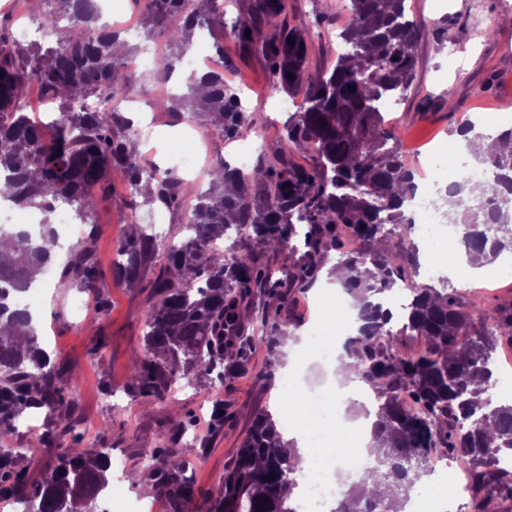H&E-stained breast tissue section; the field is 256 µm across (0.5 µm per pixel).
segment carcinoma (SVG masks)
<instances>
[{"mask_svg":"<svg viewBox=\"0 0 512 512\" xmlns=\"http://www.w3.org/2000/svg\"><path fill=\"white\" fill-rule=\"evenodd\" d=\"M54 2L72 7L58 13L68 24L52 47L17 45L0 26V176L12 184L9 199L18 206L49 213L58 201L75 205L76 218L89 230L68 250L59 287L94 295L104 310L108 301L94 256L97 225L91 216L110 197L112 171H121L151 203L178 210L185 202L179 178L159 177L143 162L130 120L110 105L112 96L131 86L112 48L119 32L101 23L96 0ZM350 5L351 19L340 33L347 51L314 79L306 76L309 26L288 21L286 0H248L247 16L233 22L240 44L259 46L275 88L302 96L304 108L288 117L271 155L251 173L238 172L217 154L214 171L220 177L190 206L180 238L159 240L141 229L120 239L115 281L132 287L155 274L145 355L132 359L128 393L162 400L179 380L212 374L223 380L244 367L240 315L256 290L276 302L260 324L269 351L277 353L287 339L282 310L335 252L337 265L347 272L341 287L364 321L345 346V368L373 388L380 417L373 438L385 452H375L333 512H400L398 498L376 494L369 485L392 482L409 494L428 474L427 459L437 448L471 460L472 512H489L494 500L512 504V473L503 474L496 465L499 455L512 452V401H492L488 364L499 346H512V304L487 309L460 300L453 290L415 280L409 283L413 298L406 324L393 331L390 314L373 302L378 289L417 265L404 210L415 195L416 174L403 162L380 102L398 101L409 89L419 31L406 0H350ZM146 12L150 27L169 47L167 70L179 61L194 30L224 26V0H146ZM201 78L209 85L206 95L196 97L191 85L186 96L168 100L167 108L188 110L223 138L259 126L261 119L245 114L237 91L224 85V73L209 70ZM33 80L59 104L56 134L49 140L22 105ZM91 98L99 106L87 111L83 104ZM496 142L497 149L481 158L496 171V181L473 184L461 177L445 189L461 200L460 212L449 221L462 225L465 254L486 263L512 256V190L502 191L512 184V127ZM301 152L314 153L316 166L295 164L294 155ZM242 228L248 233L236 234L229 249L214 246L228 230ZM346 233L361 249L340 250ZM298 237L302 247L290 246ZM2 239L12 248L0 250V441L15 432L29 409L66 413L74 406L67 373L40 347L33 319L11 305L13 293L34 284L33 272L51 262L56 233L47 220L35 237L0 225ZM259 249H290L295 259L275 273L259 262ZM369 266L380 276L368 278ZM477 319L488 328L473 330ZM6 327L25 329V343L1 334ZM471 331L470 343L459 345L457 336ZM407 336L419 337L422 349L404 357L398 346ZM403 394L416 400L417 412L401 407ZM278 438L271 416L257 413L220 493L204 497L194 512H295L284 489L297 486L300 458L295 451L277 453ZM53 447L51 434L43 433L23 454L0 452V499L26 500L34 512L95 509L108 484L111 449L64 448L52 472L30 484L19 460ZM409 457L417 464L409 466ZM152 458L145 470L155 492L179 508L189 506L181 449L173 443Z\"/></svg>","mask_w":512,"mask_h":512,"instance_id":"cac0c4a2","label":"carcinoma"}]
</instances>
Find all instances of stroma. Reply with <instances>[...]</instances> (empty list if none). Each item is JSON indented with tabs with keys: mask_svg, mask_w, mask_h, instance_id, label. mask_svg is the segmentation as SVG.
<instances>
[{
	"mask_svg": "<svg viewBox=\"0 0 512 512\" xmlns=\"http://www.w3.org/2000/svg\"><path fill=\"white\" fill-rule=\"evenodd\" d=\"M144 4L145 0H111L113 25L131 21L140 27L138 34L125 37L131 56L152 46H165L163 39L149 35ZM246 4L247 0H224L225 26L197 34L191 49L211 54L223 51L228 62L226 84L239 89L247 112L264 120V142L256 148L262 155L278 142L288 114L280 107L284 95L274 89L261 53L242 47L227 27L229 21L245 14ZM407 4L420 28L416 79L394 112L390 129L397 143L404 145L407 162L413 164L426 152L455 143L454 128L485 113L487 107L512 113V26L501 22L502 17L512 15V0H407ZM288 16L310 24L306 73L317 77L345 50L339 33L350 18V0H288ZM189 75L179 65L170 71L159 65L137 74L128 108L140 117L136 141L149 165L166 169L172 163L171 143H195L198 164L190 180L199 191L211 180L216 154L231 158L238 141L219 140L206 122L180 120L177 113L160 106L165 91L185 92ZM92 219L100 228L94 249L108 286L107 310H99L94 298L79 289L59 287L57 273H43L38 282L42 290L36 312L39 339L51 359L68 372L73 411L61 417L44 408L34 410L32 427L17 429L4 445L20 447L49 430L56 447L77 442L84 448L111 449L130 472L141 468L146 454L175 440L183 451L185 477L195 493L217 494L254 416L272 411L278 402L292 405L281 382L288 355L303 363L308 386L329 379L322 363L294 343L320 320L315 291L310 288L293 295L287 311L293 340L284 346L285 357L271 356L255 336L263 313L274 307L272 299L256 293L241 314L248 342L245 369L221 381L208 378L180 384L162 401L135 398L127 392L130 363L143 348L153 293L146 282L136 288L115 284L116 246L131 223L146 228L159 222L163 233L170 236L186 218L181 212H163L161 205L133 200L125 177L117 173L112 177L111 200ZM79 298L87 307L83 317L72 311ZM268 366L273 369L271 379H257L256 370ZM178 416L188 421L186 431L175 429L173 420Z\"/></svg>",
	"mask_w": 512,
	"mask_h": 512,
	"instance_id": "stroma-1",
	"label": "stroma"
}]
</instances>
